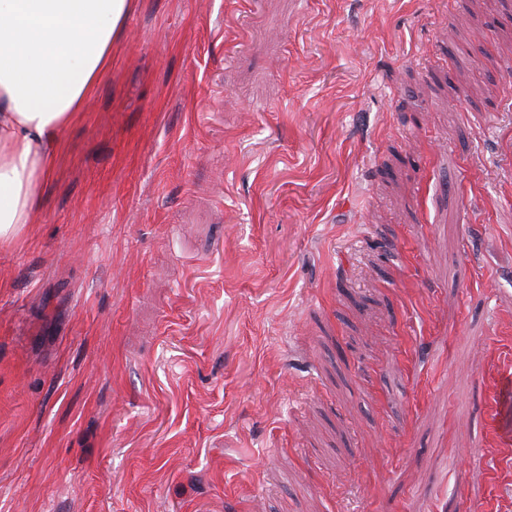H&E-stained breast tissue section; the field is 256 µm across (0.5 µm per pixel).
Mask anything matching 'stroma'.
<instances>
[{"label": "stroma", "mask_w": 512, "mask_h": 512, "mask_svg": "<svg viewBox=\"0 0 512 512\" xmlns=\"http://www.w3.org/2000/svg\"><path fill=\"white\" fill-rule=\"evenodd\" d=\"M512 0H137L0 246V512H512Z\"/></svg>", "instance_id": "35a3bbf8"}]
</instances>
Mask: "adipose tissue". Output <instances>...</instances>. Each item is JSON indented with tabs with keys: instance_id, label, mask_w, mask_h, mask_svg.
Returning <instances> with one entry per match:
<instances>
[{
	"instance_id": "obj_1",
	"label": "adipose tissue",
	"mask_w": 512,
	"mask_h": 512,
	"mask_svg": "<svg viewBox=\"0 0 512 512\" xmlns=\"http://www.w3.org/2000/svg\"><path fill=\"white\" fill-rule=\"evenodd\" d=\"M133 0H0V243L33 223L63 130L112 65Z\"/></svg>"
}]
</instances>
